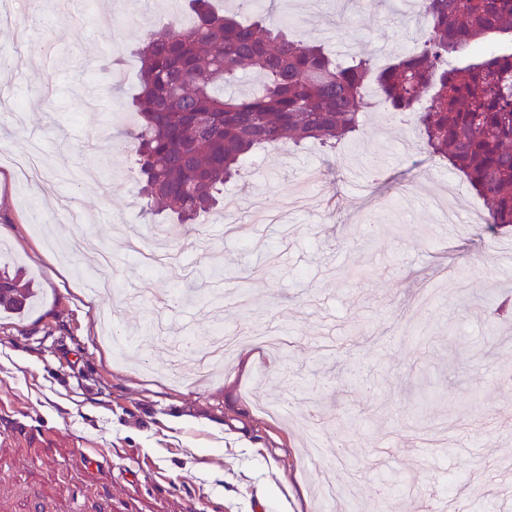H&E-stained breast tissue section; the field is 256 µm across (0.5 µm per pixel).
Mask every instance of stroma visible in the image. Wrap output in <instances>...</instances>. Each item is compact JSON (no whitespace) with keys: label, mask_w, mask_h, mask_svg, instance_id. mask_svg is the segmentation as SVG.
Listing matches in <instances>:
<instances>
[{"label":"stroma","mask_w":512,"mask_h":512,"mask_svg":"<svg viewBox=\"0 0 512 512\" xmlns=\"http://www.w3.org/2000/svg\"><path fill=\"white\" fill-rule=\"evenodd\" d=\"M296 38L385 66L421 36L387 0H283ZM78 28L58 0H0V46L16 52L0 112V264L21 267L34 308L0 311V512H417L447 497L512 512V231L479 239L481 201L417 149L409 127L366 109L335 154L308 146L259 155L227 185L241 209L181 229L172 264L144 275L126 237L155 246L166 214L144 215L131 150L101 145L132 129L133 50L185 0H89ZM40 146L42 179L10 157ZM72 200L80 221L47 207ZM110 251L126 296L99 339L108 299L89 288ZM240 336L224 362L197 366L185 337ZM283 336L273 353L255 336ZM276 401L281 415L262 413ZM318 446L310 460L308 442ZM363 491L328 508L322 483Z\"/></svg>","instance_id":"1"}]
</instances>
